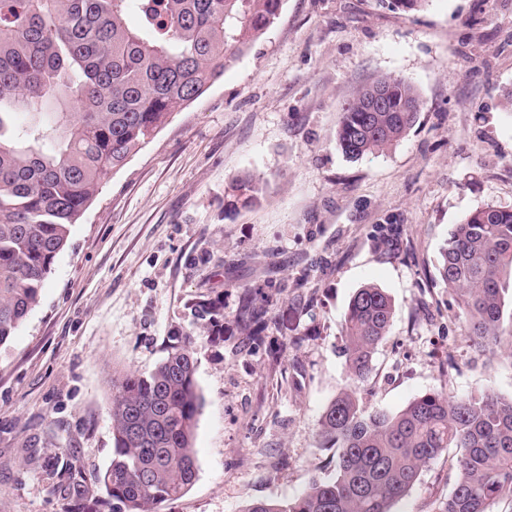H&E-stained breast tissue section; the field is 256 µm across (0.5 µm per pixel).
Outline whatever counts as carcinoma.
<instances>
[{
  "instance_id": "carcinoma-1",
  "label": "carcinoma",
  "mask_w": 512,
  "mask_h": 512,
  "mask_svg": "<svg viewBox=\"0 0 512 512\" xmlns=\"http://www.w3.org/2000/svg\"><path fill=\"white\" fill-rule=\"evenodd\" d=\"M282 0H0V345L39 303L70 226L107 175L123 167L177 108L218 81L278 17ZM380 87L385 107L370 111ZM423 101L411 84L382 76L344 106L336 144L348 159L384 151L414 124ZM264 181L234 180L244 206ZM512 274V208L487 205L454 225L440 279L455 295L466 336L485 351L503 335V277ZM268 299L240 295L248 333L268 328ZM394 304L366 285L345 315L349 384L320 419L335 473L297 498L256 499L243 512H393L427 465L459 449L453 489L438 512H492L512 499V397L427 392L396 412L368 410L359 384L392 326ZM192 340L185 336L146 373L112 376V461L96 480L113 512H158L194 482L193 436L202 408Z\"/></svg>"
}]
</instances>
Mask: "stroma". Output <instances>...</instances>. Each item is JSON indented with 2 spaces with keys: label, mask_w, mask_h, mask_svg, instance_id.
Masks as SVG:
<instances>
[{
  "label": "stroma",
  "mask_w": 512,
  "mask_h": 512,
  "mask_svg": "<svg viewBox=\"0 0 512 512\" xmlns=\"http://www.w3.org/2000/svg\"><path fill=\"white\" fill-rule=\"evenodd\" d=\"M382 75L424 101L390 149L351 161L342 106ZM249 172L265 193L231 205ZM512 207V0H283L223 77L111 172L73 224L15 335L0 345V512H112V376L147 372L192 336L202 408L194 483L159 512H242L332 474L317 435L346 386L343 324L364 285L394 304L366 406L490 390L512 396V342L477 351L442 283L454 224ZM264 288L269 327L238 323ZM221 300L218 323L198 317ZM433 460L394 512H435L453 483Z\"/></svg>",
  "instance_id": "1"
}]
</instances>
